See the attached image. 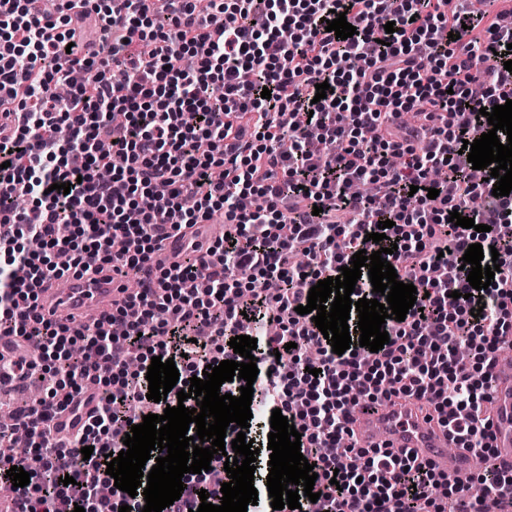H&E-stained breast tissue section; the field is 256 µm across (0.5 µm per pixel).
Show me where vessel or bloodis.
Segmentation results:
<instances>
[{
    "label": "vessel or blood",
    "mask_w": 512,
    "mask_h": 512,
    "mask_svg": "<svg viewBox=\"0 0 512 512\" xmlns=\"http://www.w3.org/2000/svg\"><path fill=\"white\" fill-rule=\"evenodd\" d=\"M66 290L48 288L40 303L44 315L65 319L72 328L92 326L95 318L111 311L113 300L121 296V278L105 270L100 280L89 282L79 271H71ZM490 372L496 390L492 410V445L501 464L512 465V359H494ZM355 447L377 445L393 452L408 451L421 461L432 462L448 474L453 484L465 487L473 475L472 456L454 447L451 436L428 412L405 411L388 403L373 409L359 408L349 423Z\"/></svg>",
    "instance_id": "obj_1"
}]
</instances>
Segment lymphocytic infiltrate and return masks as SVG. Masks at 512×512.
Wrapping results in <instances>:
<instances>
[{"label":"lymphocytic infiltrate","instance_id":"lymphocytic-infiltrate-1","mask_svg":"<svg viewBox=\"0 0 512 512\" xmlns=\"http://www.w3.org/2000/svg\"><path fill=\"white\" fill-rule=\"evenodd\" d=\"M0 0V95L13 123L0 125V335L27 355L0 351V387L25 381L56 357L44 395L19 425L36 438L9 465L30 475L15 488L18 512H142L143 496L114 489L101 467L120 452L139 417L113 407L145 399L152 357L180 376L166 406L192 376L234 359L232 337L257 340L252 424L269 431L280 409L301 435L320 497L300 512H512V468L495 466L485 494L467 496L426 462L385 448H356L347 424L358 404L404 396L430 406L459 447L491 456L485 408L489 363L512 338V196H493L490 170L472 179L464 141L488 132L483 107L512 100V7L486 0ZM100 20L97 39L81 24ZM355 26L339 39L333 13ZM393 33H386V23ZM184 56L194 67L181 66ZM125 71L126 82L113 80ZM329 83L324 99L316 86ZM485 92L474 97L472 84ZM70 87L58 99L57 85ZM270 90L263 98L262 90ZM384 185L368 198L351 190ZM69 191H60V184ZM165 187L182 221L140 200ZM438 189L429 198V189ZM27 210H17L18 198ZM474 219L475 228L449 220ZM224 217V236L198 227ZM392 221L382 247L403 283L417 289L405 320L386 319L389 342L368 354L351 342L333 353L311 315L298 314L318 281L337 276ZM60 224L76 225L59 237ZM183 236L171 266L154 258ZM474 243L496 248L488 289L471 288L462 257ZM137 274L140 286L82 331L38 312V290L69 269ZM459 298H452V291ZM480 308L473 316L472 308ZM124 322L125 333L112 336ZM280 332H264L268 322ZM86 342L87 354L71 348ZM479 357L459 363L458 346ZM316 349L319 375L305 353ZM136 358L137 373L126 361ZM94 408L82 416L85 401ZM82 421L78 447L54 440L61 416ZM92 447L83 458L82 447ZM73 477L64 485L62 476Z\"/></svg>","mask_w":512,"mask_h":512}]
</instances>
